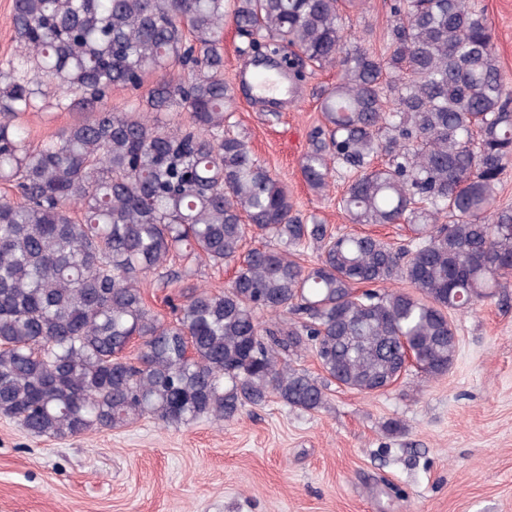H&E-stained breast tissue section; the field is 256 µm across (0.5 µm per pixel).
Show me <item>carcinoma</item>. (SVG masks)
Wrapping results in <instances>:
<instances>
[{
  "mask_svg": "<svg viewBox=\"0 0 512 512\" xmlns=\"http://www.w3.org/2000/svg\"><path fill=\"white\" fill-rule=\"evenodd\" d=\"M360 0H13L16 50L0 61V415L63 439L151 418L231 421L276 398L325 406L336 384L374 395L413 367L448 373L449 315L512 286V210L495 207L512 163V90L487 22L467 0H394L380 53L348 33ZM238 53L288 72L338 69L308 134L304 181L336 173L353 224H410L395 245L332 233L231 130L224 21ZM155 83L144 105L112 89ZM89 112L31 147L18 117ZM187 112L175 128L158 119ZM280 248L240 256L247 227ZM316 246L311 266L298 249ZM181 257L239 261L222 291L196 288L167 321L141 279L192 274ZM267 314L264 323L260 316ZM135 351H130L132 344ZM311 352L321 374L292 364ZM179 72L176 69L155 70L147 75L146 81L142 88L139 90H132L129 88H115L108 99V107L112 108L115 112L124 111L129 105L135 103L141 96L146 94L148 88L158 80L170 79L176 77Z\"/></svg>",
  "mask_w": 512,
  "mask_h": 512,
  "instance_id": "carcinoma-1",
  "label": "carcinoma"
}]
</instances>
